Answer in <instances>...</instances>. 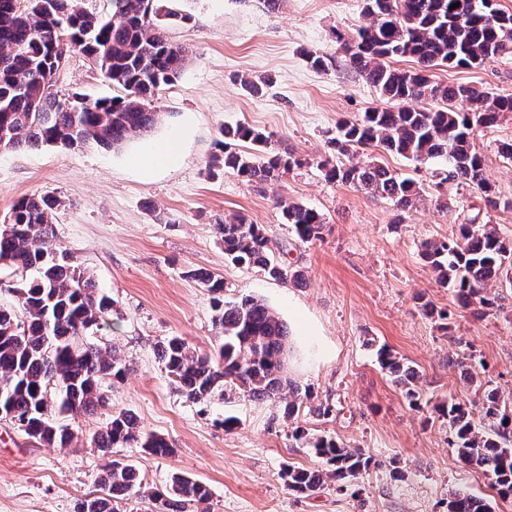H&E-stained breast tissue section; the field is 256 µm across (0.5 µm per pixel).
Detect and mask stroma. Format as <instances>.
Instances as JSON below:
<instances>
[{"mask_svg": "<svg viewBox=\"0 0 512 512\" xmlns=\"http://www.w3.org/2000/svg\"><path fill=\"white\" fill-rule=\"evenodd\" d=\"M362 6V0H280L271 10L265 0H181L191 19L171 23L167 33L186 49L188 63L156 97L159 118L151 132L117 150L90 145L0 154V214L35 192L65 200L54 219L55 243L113 300L107 323L91 340L116 349L130 367L112 385L106 408L73 419L69 447L41 446L0 421V512H75L82 497L97 493L102 468L114 459L132 462L152 489L168 486L176 472L203 482L207 512H447L459 487L493 512H512V498H501L489 476L463 465L449 448L448 420L438 410L448 398H474L478 383L512 402V282L490 283L493 308H465L421 257L422 242L451 236L474 214L512 239V210L484 211L477 191L436 188L431 167L397 156L383 161L419 182L426 195L403 212L326 180L319 166L330 156L339 121L386 104L349 67L337 42L365 24ZM309 51L331 55L332 64L312 69ZM244 76L272 83L253 96L239 84ZM430 76L512 95V55L466 69L437 67ZM58 87L92 98L119 93L76 50ZM235 124L270 135L304 166L271 182L229 172L211 177L221 130ZM179 127L189 134L177 166L148 174L130 164L145 144ZM509 140L512 114L474 140L485 176L503 200H512V163L497 147ZM281 200L321 213L322 239L296 241L277 206ZM237 215L285 245L284 261L303 267L305 281L282 283L228 264L214 227ZM199 268L223 277L225 299L252 295L288 324L287 372L310 388L312 408L289 420L276 399L228 393L194 403L175 389L157 344L179 336L206 352L217 343L212 295L191 276ZM443 310L450 315L446 330L437 318ZM382 345L420 372V406L410 405L380 367ZM121 412L171 441L175 454L93 447L92 435ZM227 417L235 420L229 429L222 425ZM296 427L361 449L380 465L346 488L327 479L312 492H292L283 467L319 465L292 438Z\"/></svg>", "mask_w": 512, "mask_h": 512, "instance_id": "1", "label": "stroma"}]
</instances>
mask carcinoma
Here are the masks:
<instances>
[{
    "label": "carcinoma",
    "mask_w": 512,
    "mask_h": 512,
    "mask_svg": "<svg viewBox=\"0 0 512 512\" xmlns=\"http://www.w3.org/2000/svg\"><path fill=\"white\" fill-rule=\"evenodd\" d=\"M173 0H111L114 11L102 16L87 11L83 0H0V149L44 146L78 148L96 145L117 149L130 138L149 131L158 121L152 103L158 91L181 74L185 49L171 43L167 24L190 16L173 8ZM458 4L450 9L452 4ZM368 23L342 43L350 66L387 99L354 120H342L329 141L338 156L364 158L350 164L318 162L330 181L389 200L406 211L421 200L417 183L378 161L380 151L415 164H436L438 184L472 186L484 195L485 206H500L484 177V160L474 145L478 131L498 125L512 113V96L496 95L466 84L430 79L439 66L471 68L512 51V13L497 0H363ZM69 41L59 42L58 28ZM77 49L99 74L122 90L112 97L89 99L57 88L67 53ZM401 57L417 67L392 65ZM426 100L445 103L437 109ZM469 108L456 112L452 104ZM219 155L209 173L231 172L248 182H270L302 165L291 153L268 147L270 136L238 124L221 130ZM240 142L263 147L260 154L237 150ZM63 201L56 195L34 193L17 199L9 214L13 228H0V267L21 276L18 299L0 305V417L33 441L68 447L73 429L65 420L92 415L108 401V387L129 372L116 351L84 340L112 313V299L64 249L53 244V222ZM284 223L297 241L323 238V216L295 202H280ZM224 256L237 266L256 268L283 283H299L304 271L275 257L264 227L242 216L214 225ZM422 258L437 273V283L451 288L464 306L495 305L487 286L512 271V242L496 225L468 219L458 235L422 244ZM213 294V324L218 345L197 352L181 337L157 345L158 357L171 381L187 400L201 403L226 389L256 400L279 398L285 415L299 411L309 394L288 379L284 362L289 327L261 300L242 294L224 300V281L211 272L191 273ZM381 367L399 385L409 402L421 405L419 372L404 359L381 347ZM479 409L484 425L473 418ZM448 417L449 447L459 460L490 474L502 498L512 496V411L494 390H484L478 402L450 398L441 404ZM295 440H305L322 467L290 465L282 469L289 490L305 493L323 482L352 481L377 465L372 457L333 438L308 437L301 427ZM93 443L105 452L114 446L139 448L157 457L174 453L164 437L144 432L129 412L112 416ZM102 492L80 500L76 512H119L118 502L144 496L136 467L114 459L99 480ZM157 512H186L190 504L208 502L207 486L184 474L171 477L166 492H151ZM448 512H491L481 498L459 488L448 498Z\"/></svg>",
    "instance_id": "cac0c4a2"
}]
</instances>
